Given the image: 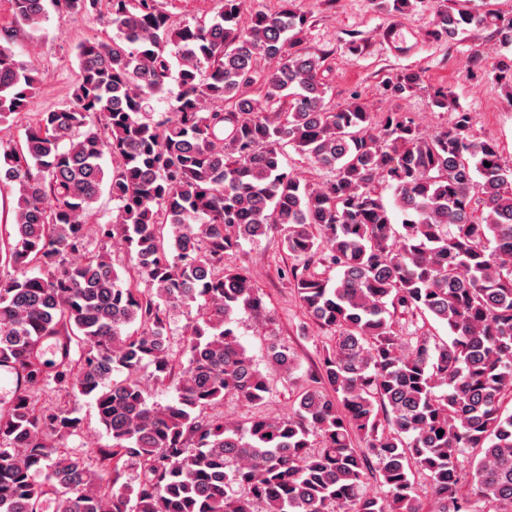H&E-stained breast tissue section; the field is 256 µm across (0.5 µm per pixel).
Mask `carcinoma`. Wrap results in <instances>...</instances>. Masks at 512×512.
Instances as JSON below:
<instances>
[{"mask_svg": "<svg viewBox=\"0 0 512 512\" xmlns=\"http://www.w3.org/2000/svg\"><path fill=\"white\" fill-rule=\"evenodd\" d=\"M294 2L220 0L212 18L181 24L161 0H12L23 27L50 4L112 37L76 46L70 101L34 113L0 154V189L18 188L0 243V364L20 378L0 414V512H422L417 473L432 512H468L471 496L512 512V159L473 138L471 113L441 90L433 105L448 120L430 133L359 94L326 101L329 51L301 48L312 22ZM413 6L378 0L393 15ZM472 28L512 46V16L490 0H440L429 36ZM16 44L0 33L1 126L37 81ZM381 85L400 99L422 76ZM163 94L169 108L153 111ZM287 145L329 178L289 170ZM104 192L116 213L94 252ZM274 236L331 343L288 412L231 423L209 411L228 396L262 406L269 384L238 334L241 314L264 316L263 293L224 260ZM397 314L442 324L449 340L405 333ZM267 362L297 382L287 345L271 342ZM147 367L157 384L177 381L167 404L149 401ZM51 381L94 402L111 439L96 461L63 450L84 427L77 410L33 400ZM372 476L383 495L367 491Z\"/></svg>", "mask_w": 512, "mask_h": 512, "instance_id": "1", "label": "carcinoma"}]
</instances>
